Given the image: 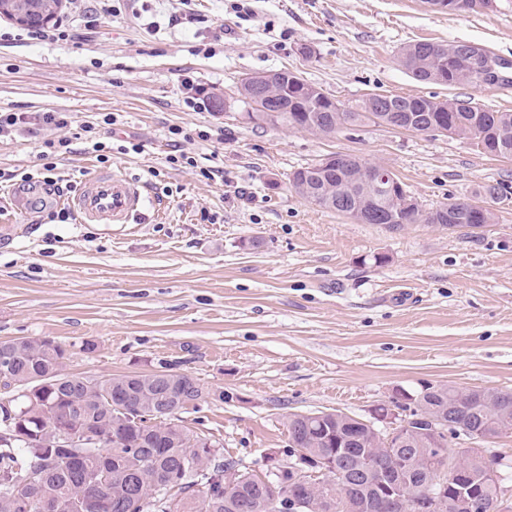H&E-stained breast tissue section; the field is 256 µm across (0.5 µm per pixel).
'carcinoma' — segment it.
Here are the masks:
<instances>
[{
	"label": "carcinoma",
	"mask_w": 512,
	"mask_h": 512,
	"mask_svg": "<svg viewBox=\"0 0 512 512\" xmlns=\"http://www.w3.org/2000/svg\"><path fill=\"white\" fill-rule=\"evenodd\" d=\"M54 0H25L29 9L25 25L45 23L46 6ZM466 44L444 45L415 41L404 46L399 61L422 82L442 86H480ZM280 112L273 126L295 127L297 122L317 125L332 121L340 125L364 124L371 118L387 126L418 131L419 125L444 123L453 134L472 139L484 153L512 159V112H500L473 100L457 97H410L372 94L356 109H345L321 89L297 73L279 70ZM359 159L345 155L336 166L322 170L320 177L303 179L316 168L312 164L295 170L290 177L293 189L308 182L301 196L311 203L342 214L366 210L377 215L374 224L390 228L425 222L422 213L398 208L391 194L371 192L358 181ZM448 206L435 210L441 223L476 227L493 220L491 213L479 217L461 212L448 220ZM69 353L66 346L50 339L21 341L0 355V373L11 374L20 386L37 373L65 374ZM209 387L194 377L190 380L157 379L130 375L97 378L45 391L41 409L17 411L10 424L0 418V512H275L274 501L293 486V473L263 480L241 463L207 454L188 460V450L200 433L174 423L172 414L180 403L197 397ZM106 393L124 403L128 412L107 410ZM416 414L448 418L454 428L485 438L512 436V392L498 389L462 390L448 384L426 385L419 391L402 394ZM79 418L99 436V442L85 449L75 461L70 449L57 445L58 431ZM288 433L306 454L308 466L327 461L340 469L346 462L358 465L374 460L381 467H399L403 488L415 499L429 492L446 504L445 512H501L505 487L486 481L485 473L498 469L494 455L485 458L474 449L454 452L449 444L436 446L427 437L413 435L402 448H387L385 441L365 426H356L348 416L330 413L307 420L288 417ZM458 463L455 482H438L436 469ZM36 470L39 479L22 484L19 479ZM235 486L224 490V479ZM477 491L476 502L460 506L459 487ZM297 490L313 503L317 512H391L393 503L386 494L352 483L331 470L315 483ZM178 508H171L173 498Z\"/></svg>",
	"instance_id": "carcinoma-1"
}]
</instances>
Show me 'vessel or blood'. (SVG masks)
Returning <instances> with one entry per match:
<instances>
[{"label":"vessel or blood","instance_id":"1","mask_svg":"<svg viewBox=\"0 0 512 512\" xmlns=\"http://www.w3.org/2000/svg\"><path fill=\"white\" fill-rule=\"evenodd\" d=\"M143 202L138 182L112 171H98L80 185L74 207L83 224H125Z\"/></svg>","mask_w":512,"mask_h":512}]
</instances>
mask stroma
I'll use <instances>...</instances> for the list:
<instances>
[{
    "label": "stroma",
    "mask_w": 512,
    "mask_h": 512,
    "mask_svg": "<svg viewBox=\"0 0 512 512\" xmlns=\"http://www.w3.org/2000/svg\"><path fill=\"white\" fill-rule=\"evenodd\" d=\"M181 16L171 24V15ZM0 17V110L116 119L112 159L77 149L73 185L109 169L145 183L140 215L104 228L48 224L42 205L0 188V341L51 338L77 376L159 370L218 398L184 413L224 455L262 473L290 415L378 420L424 384L512 391V195L477 228L363 224L303 199L293 171L332 153L384 166L420 208L512 186V160L470 140L387 126L330 135L187 107L184 78L233 92L286 68L354 107L372 93L474 99L512 111V88L416 81L400 49L467 42L512 59V0L478 14L425 0H116L90 31L19 40ZM195 167H171L172 128ZM137 153H123L128 143ZM221 177H202L205 169Z\"/></svg>",
    "instance_id": "obj_1"
}]
</instances>
